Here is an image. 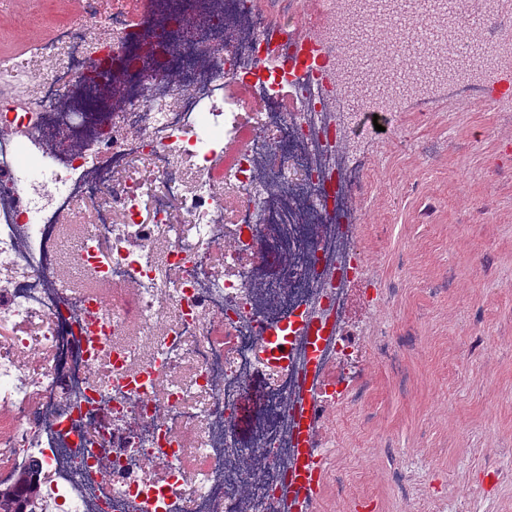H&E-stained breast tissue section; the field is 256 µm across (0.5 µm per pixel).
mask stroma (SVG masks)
<instances>
[{
    "label": "stroma",
    "mask_w": 512,
    "mask_h": 512,
    "mask_svg": "<svg viewBox=\"0 0 512 512\" xmlns=\"http://www.w3.org/2000/svg\"><path fill=\"white\" fill-rule=\"evenodd\" d=\"M82 8L0 0V55L59 41ZM350 153L368 256L348 313L363 386L337 431L354 495L328 483L321 512H512V68L485 71L475 92L402 98L395 125ZM403 449L417 454L410 499L391 469Z\"/></svg>",
    "instance_id": "35a3bbf8"
}]
</instances>
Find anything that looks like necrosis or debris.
<instances>
[{"label": "necrosis or debris", "instance_id": "obj_1", "mask_svg": "<svg viewBox=\"0 0 512 512\" xmlns=\"http://www.w3.org/2000/svg\"><path fill=\"white\" fill-rule=\"evenodd\" d=\"M160 2H90L37 66L0 61V483L37 458L29 512H316L288 489L296 405L350 404L365 269L342 145L396 121L361 79L389 51L355 32L408 4L317 0L309 61L302 0L273 26L253 0ZM483 7L494 65L512 14ZM93 200L76 261L119 288L104 313L54 286L60 221Z\"/></svg>", "mask_w": 512, "mask_h": 512}]
</instances>
